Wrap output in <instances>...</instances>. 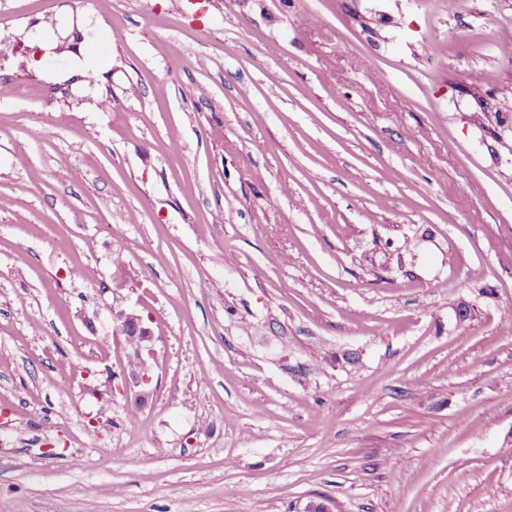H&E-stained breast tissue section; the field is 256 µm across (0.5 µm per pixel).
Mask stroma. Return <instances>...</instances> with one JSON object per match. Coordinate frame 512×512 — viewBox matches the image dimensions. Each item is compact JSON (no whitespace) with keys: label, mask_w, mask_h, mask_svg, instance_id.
Instances as JSON below:
<instances>
[{"label":"stroma","mask_w":512,"mask_h":512,"mask_svg":"<svg viewBox=\"0 0 512 512\" xmlns=\"http://www.w3.org/2000/svg\"><path fill=\"white\" fill-rule=\"evenodd\" d=\"M506 40L512 0H0L9 512H512ZM119 321V332L124 336L125 341L136 345L134 361L137 363L136 369L130 373L131 379L136 386L148 385L149 377L147 375V361L142 357V350L146 343L150 342L153 336L152 331L145 327L143 319L136 311H121L117 314Z\"/></svg>","instance_id":"35a3bbf8"}]
</instances>
